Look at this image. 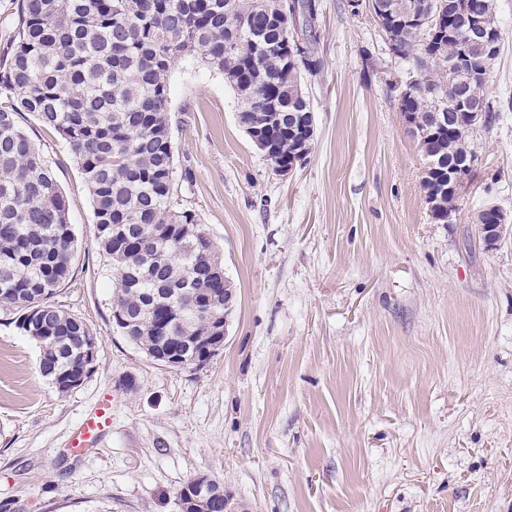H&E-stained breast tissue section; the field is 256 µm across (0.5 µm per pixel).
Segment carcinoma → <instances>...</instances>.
I'll return each mask as SVG.
<instances>
[{
  "instance_id": "carcinoma-1",
  "label": "carcinoma",
  "mask_w": 512,
  "mask_h": 512,
  "mask_svg": "<svg viewBox=\"0 0 512 512\" xmlns=\"http://www.w3.org/2000/svg\"><path fill=\"white\" fill-rule=\"evenodd\" d=\"M423 0H385L401 16ZM442 22L432 39L401 27L388 30L398 58L420 72L421 90L400 99L405 112H456L448 63L457 52L463 17L458 5L482 11L487 0H442ZM14 35L0 57V306L18 317L17 328L43 344L42 376L51 381L78 366L86 324L54 301L70 277L74 234L68 206L52 171L16 116L27 112L66 141L93 203L96 239L120 275L112 297L119 329L146 352L178 349L185 341L219 334L224 283L209 277L218 246L201 230L198 214L174 203L170 74L183 57L224 76L242 100L244 129L264 126L278 113L281 156L293 152L287 129L311 106L305 74L316 57L317 16L310 30L307 65L285 66L283 22L275 0H17ZM487 81L467 93L483 105L491 130L502 105L486 93ZM446 102H441V99ZM472 130L461 125L417 141L432 164L425 190L448 188V168L461 155L477 157ZM457 198L445 194L431 210L448 223ZM199 484L179 491L182 512H194Z\"/></svg>"
}]
</instances>
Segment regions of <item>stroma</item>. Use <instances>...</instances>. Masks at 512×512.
Wrapping results in <instances>:
<instances>
[{
  "instance_id": "stroma-1",
  "label": "stroma",
  "mask_w": 512,
  "mask_h": 512,
  "mask_svg": "<svg viewBox=\"0 0 512 512\" xmlns=\"http://www.w3.org/2000/svg\"><path fill=\"white\" fill-rule=\"evenodd\" d=\"M491 99L512 98V0H496ZM306 162L274 173L221 74L186 57L170 76L180 206L218 244L235 286L224 348L201 368L157 365L112 326V272L84 176L33 115L76 238L55 302L97 340L95 370L58 392L36 342L0 309V512H179L206 472L249 512H512V234L494 249L476 215H512V109L477 130L451 223L431 217L426 161L390 84L369 11L320 0ZM93 448L70 435L103 395Z\"/></svg>"
}]
</instances>
